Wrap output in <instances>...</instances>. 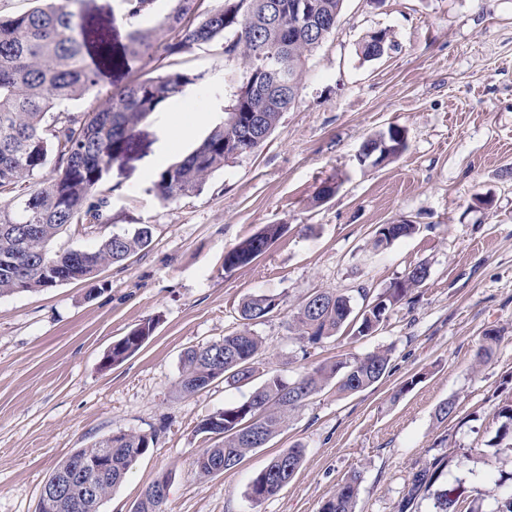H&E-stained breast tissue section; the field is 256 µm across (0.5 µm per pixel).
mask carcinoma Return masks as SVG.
Listing matches in <instances>:
<instances>
[{
    "label": "carcinoma",
    "mask_w": 512,
    "mask_h": 512,
    "mask_svg": "<svg viewBox=\"0 0 512 512\" xmlns=\"http://www.w3.org/2000/svg\"><path fill=\"white\" fill-rule=\"evenodd\" d=\"M40 5L23 14L0 17V296L59 284L92 280L94 268L118 264L147 248L152 229L138 226L116 233L91 250L50 252L51 241L71 224H100L110 197L101 189L114 157L131 140L134 127L159 107L180 94L195 80L171 68L170 59L194 45L224 40V56L244 62L247 76L273 55L278 64L263 73L266 90L254 91L245 80L235 94L224 122L214 127L186 158L161 170L154 183L157 197L166 202L202 189L224 164L257 147L261 140L248 133L271 134L284 112L295 105L286 83L300 84L306 62L336 27L344 0H225L209 8L205 0H176L158 33L140 28L155 0H123L129 27L127 43L113 52L112 29L89 28L70 8L72 0H39ZM391 46L383 30L367 35L360 53L365 59L384 54ZM155 63L157 74L96 96L81 112L61 110L65 102L92 93L103 70L129 66L143 58ZM386 142L390 155L406 150L402 130L391 126L369 139ZM50 169V175L38 176ZM12 225L8 233L1 231ZM416 230L414 224H383L373 244L383 247ZM281 224H266L258 233L224 254L227 272L263 254L283 233ZM427 267L418 264L356 313L351 297L319 291L299 305L288 329L309 347L354 327L358 336L374 333L388 314L426 278ZM283 299L259 294L239 308L241 328L212 345L190 348L182 358L177 391L192 395L217 379L238 386L237 373L256 377L255 359L262 338L251 326L279 309ZM156 323L150 319L113 342L112 364L132 356L152 336ZM501 339L498 331L483 334L477 364L490 357ZM390 363L387 350H376L353 360L322 364L289 381L279 374L266 375L245 401L231 405L206 419L199 432L224 436V444L202 449L194 460L198 474L208 477L221 467L238 466L257 448L253 436L271 440L286 426L291 412L304 405L326 386L351 395L385 377ZM156 435L122 432L112 444L102 440L80 448L72 457L111 458L108 474L90 472L78 479L96 483L95 498L76 511L63 502L55 512H99L103 500L119 487L140 458L154 446ZM303 449L295 446L269 462L250 482L248 498L258 506L278 494L302 465ZM467 453L452 459L432 458L413 474L411 486L397 512H415L418 498L428 492L450 462L461 466ZM171 476L163 475L142 493L134 512H166ZM361 475L348 474L320 512H356ZM433 512H482L476 499L461 485L433 493Z\"/></svg>",
    "instance_id": "carcinoma-1"
}]
</instances>
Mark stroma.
<instances>
[{"label":"stroma","mask_w":512,"mask_h":512,"mask_svg":"<svg viewBox=\"0 0 512 512\" xmlns=\"http://www.w3.org/2000/svg\"><path fill=\"white\" fill-rule=\"evenodd\" d=\"M123 0H74L73 10L126 41ZM387 31L393 45L364 60L359 45ZM195 75L189 98H173L140 122L112 163L104 221L74 224L55 251L91 250L115 232L149 225L151 244L104 267L100 289L71 282L0 296V512H37L42 486L76 450L120 432L156 433L153 448L100 512H132L141 492L171 474L167 512H320L349 472L361 475L356 512H396L413 474L433 457L471 451L438 483L463 484L495 512L512 479V440L500 437L512 398V0H344L333 32L310 56L298 100L253 152L214 172L200 192L164 202L145 173L168 113L230 106L246 77L222 41L175 57ZM405 130L407 149L378 166L360 164L366 138ZM336 193L320 199L325 182ZM416 233L384 248L382 224ZM267 224L286 230L252 262L225 271L224 254ZM427 276L378 331L302 348L288 321L308 296L329 290L362 308L417 264ZM281 296L254 331L256 365L291 380L303 371L376 349L389 371L340 396L325 389L293 412L269 443L237 467L203 478L200 449L218 443L200 423L247 399L251 386L215 380L184 396L176 384L191 347L239 329V305ZM143 348L104 367L105 351L145 320ZM500 330L477 363L483 334ZM408 393L399 387L411 377ZM456 403L439 421L438 405ZM299 446L304 461L278 495L252 507L247 490L277 453Z\"/></svg>","instance_id":"35a3bbf8"}]
</instances>
